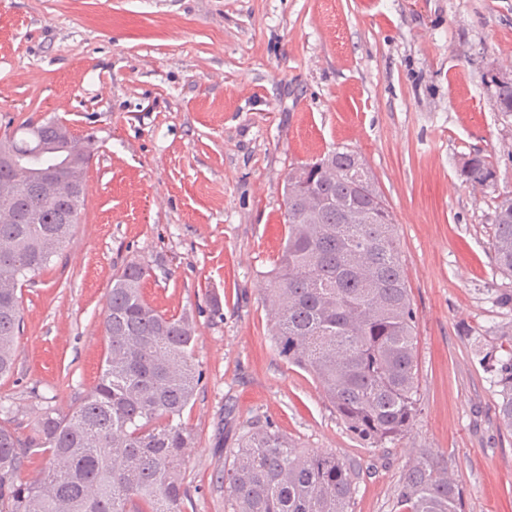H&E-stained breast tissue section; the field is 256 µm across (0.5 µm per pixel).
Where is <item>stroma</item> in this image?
<instances>
[{"label":"stroma","mask_w":512,"mask_h":512,"mask_svg":"<svg viewBox=\"0 0 512 512\" xmlns=\"http://www.w3.org/2000/svg\"><path fill=\"white\" fill-rule=\"evenodd\" d=\"M503 80L512 0H0V136L6 118H54L98 147L70 241L22 292L15 372L0 379L18 436L93 389L112 276L156 259L144 296L193 314L205 374L182 415L196 434L185 512H224L225 451L268 421L359 464L353 512H399L423 453L465 512H512V431L478 356L512 327L492 247L497 197L512 193ZM336 148L367 161L396 220L416 312L419 413L379 448L278 355L265 299L288 174ZM477 152L485 186L461 173Z\"/></svg>","instance_id":"obj_1"}]
</instances>
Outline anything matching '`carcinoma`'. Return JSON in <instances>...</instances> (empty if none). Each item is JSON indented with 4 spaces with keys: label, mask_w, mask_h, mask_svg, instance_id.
Returning a JSON list of instances; mask_svg holds the SVG:
<instances>
[{
    "label": "carcinoma",
    "mask_w": 512,
    "mask_h": 512,
    "mask_svg": "<svg viewBox=\"0 0 512 512\" xmlns=\"http://www.w3.org/2000/svg\"><path fill=\"white\" fill-rule=\"evenodd\" d=\"M496 108L512 114V83L497 84ZM95 150L58 120L23 121L0 139V379L15 370L21 288L35 282L72 235L84 201V174ZM326 164L325 171L320 165ZM350 150L297 166L305 186L287 183V234L270 272L274 340L288 363L311 373L347 428L380 447L412 425L417 405L416 312L402 265L396 224L370 169L340 181ZM51 173V201L29 186ZM485 185L492 172L480 154L463 168ZM365 210L349 224L342 202ZM493 252L512 277V195L495 208ZM153 263L131 261L112 275L104 329L107 355L98 383L71 413L46 407L20 439L11 411L0 421V512H184L182 450L195 439L181 422L204 373L192 360L195 325L167 316L142 294ZM505 354L480 361L501 387V423L512 430V333ZM41 476L17 480L39 450ZM224 466L230 512H351L358 464L301 448L271 422L249 428ZM404 512H463L458 484L423 453L398 494Z\"/></svg>",
    "instance_id": "cac0c4a2"
}]
</instances>
